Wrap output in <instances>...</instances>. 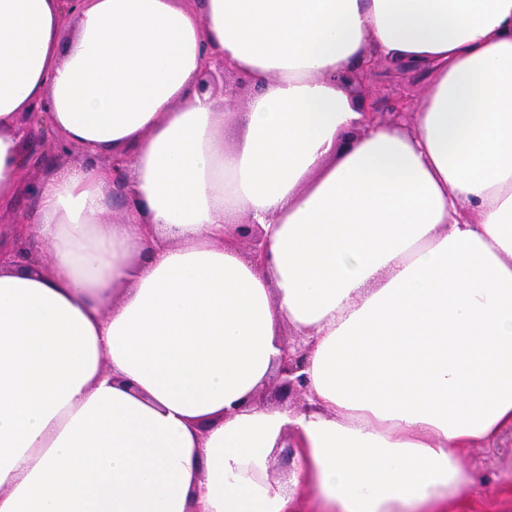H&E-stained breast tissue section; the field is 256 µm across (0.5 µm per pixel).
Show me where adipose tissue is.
I'll list each match as a JSON object with an SVG mask.
<instances>
[{"instance_id": "adipose-tissue-1", "label": "adipose tissue", "mask_w": 512, "mask_h": 512, "mask_svg": "<svg viewBox=\"0 0 512 512\" xmlns=\"http://www.w3.org/2000/svg\"><path fill=\"white\" fill-rule=\"evenodd\" d=\"M372 56L426 78L409 130L333 82ZM43 105L84 161L0 256V512H468L512 429V0H0V206ZM286 328L302 411L257 398ZM200 66V89L203 92L211 91L213 94H216L221 91L225 96L232 94L234 97H238L242 90L248 88L246 80H241L238 77L234 78L233 72L224 64V57L217 55L216 52H207L203 56ZM246 95L239 96L232 107H225L222 102L220 111H243ZM106 159L107 156H102L98 159V163L102 165ZM104 166L112 173V210L114 207L124 210L130 202L126 190L130 160L123 155H112L106 160ZM121 212L120 209H114L110 216L116 219ZM240 238L246 239V252L250 255L255 266L261 268L266 261V250L263 239V232L258 225H241ZM506 440L505 435L492 445L477 444L465 451L462 461L468 468L476 469L481 473L495 474L499 478L504 490L499 498L508 501V505L505 503L501 508H507L508 512H512V446L509 447Z\"/></svg>"}]
</instances>
